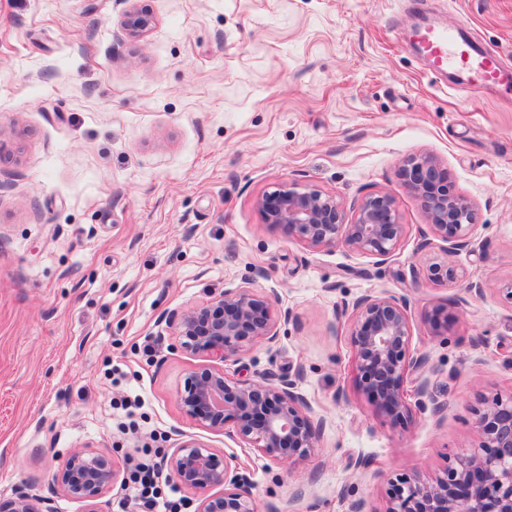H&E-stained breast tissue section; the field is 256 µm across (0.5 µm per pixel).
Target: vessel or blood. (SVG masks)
I'll return each mask as SVG.
<instances>
[{
  "mask_svg": "<svg viewBox=\"0 0 512 512\" xmlns=\"http://www.w3.org/2000/svg\"><path fill=\"white\" fill-rule=\"evenodd\" d=\"M420 40L432 78L454 71L464 74L469 84L480 90L503 85L504 75L499 56L475 49L456 31L428 27L421 32Z\"/></svg>",
  "mask_w": 512,
  "mask_h": 512,
  "instance_id": "b4317fda",
  "label": "vessel or blood"
}]
</instances>
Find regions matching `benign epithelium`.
Here are the masks:
<instances>
[{
  "instance_id": "7a95c632",
  "label": "benign epithelium",
  "mask_w": 512,
  "mask_h": 512,
  "mask_svg": "<svg viewBox=\"0 0 512 512\" xmlns=\"http://www.w3.org/2000/svg\"><path fill=\"white\" fill-rule=\"evenodd\" d=\"M137 38L151 26V17L132 6L121 22ZM402 185L420 199L432 237L454 253L471 245L475 226L472 205L448 185V174L430 155L408 157L400 170ZM261 223L284 228L288 235L314 249L345 243L352 249L387 260L405 234L394 196L388 192L365 197L347 214L336 196L296 183L279 184L255 199ZM431 279L454 282L458 269L434 264ZM351 331L355 348L357 389L374 404L377 415L398 425L412 417L404 381L419 373L427 358L411 350L412 332L406 299L396 296L358 298ZM288 318L273 302L245 289H229L201 306L166 319L179 347L210 360L188 371L179 391L182 415L211 432L232 424L234 435L265 456L294 464L307 458L325 422L314 419L295 380L265 374L259 380L226 377L220 363L258 342L273 345L278 324ZM426 319L436 336L448 332L454 316L436 307ZM480 441L448 460L442 475L422 481L401 474L390 483L385 512H512V393L494 395L476 411ZM234 456L221 453L196 438L180 441L165 464L178 483L196 495V512H258L252 487L233 465ZM113 459L88 448L71 450L53 475L62 496L82 506V512H107L105 490L113 485ZM0 512H57L53 500L31 485L0 494Z\"/></svg>"
}]
</instances>
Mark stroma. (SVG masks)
I'll use <instances>...</instances> for the list:
<instances>
[{"mask_svg":"<svg viewBox=\"0 0 512 512\" xmlns=\"http://www.w3.org/2000/svg\"><path fill=\"white\" fill-rule=\"evenodd\" d=\"M0 0V493H53L62 455L88 447L118 469L179 434L235 455L259 512H385L390 479L428 481L475 446L474 411L512 393V90L433 80L408 41L419 20L463 30L512 69V0ZM428 154L476 216L456 282L431 280L440 246L399 178ZM353 210L392 193L407 232L387 261L315 250L262 224L282 183ZM478 284L480 293L470 292ZM288 313L275 345L228 359V377L300 375L319 448L278 463L184 418L178 390L203 357L164 315L227 289ZM409 302L412 349L439 414L378 417L355 386L352 304ZM455 320L433 335L426 310ZM141 401L134 416L117 403ZM151 22V17L145 11L133 5L125 13L121 25L130 37L137 38L150 29Z\"/></svg>","mask_w":512,"mask_h":512,"instance_id":"stroma-1","label":"stroma"}]
</instances>
